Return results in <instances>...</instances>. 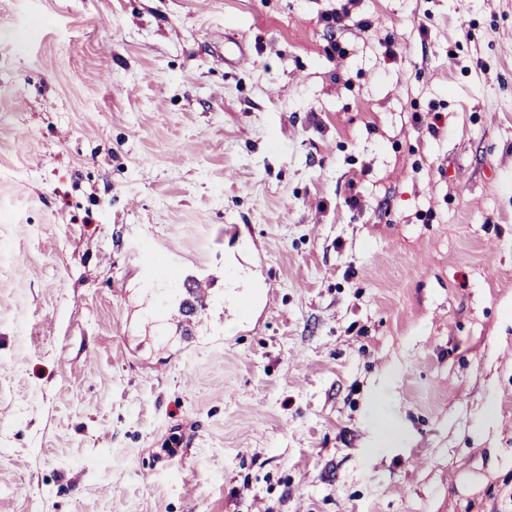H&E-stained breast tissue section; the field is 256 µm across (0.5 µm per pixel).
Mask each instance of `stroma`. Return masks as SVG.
I'll use <instances>...</instances> for the list:
<instances>
[{
	"label": "stroma",
	"instance_id": "35a3bbf8",
	"mask_svg": "<svg viewBox=\"0 0 512 512\" xmlns=\"http://www.w3.org/2000/svg\"><path fill=\"white\" fill-rule=\"evenodd\" d=\"M339 6L0 0V512H512V0ZM141 237L278 288L148 341ZM255 288H260L259 299L249 297H231L228 301L230 309L236 313H239L241 311H248L251 306H254L260 302H265L267 304L273 296L275 287L274 282L271 280L269 275H262V277L258 280L257 286Z\"/></svg>",
	"mask_w": 512,
	"mask_h": 512
}]
</instances>
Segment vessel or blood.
I'll use <instances>...</instances> for the list:
<instances>
[{"instance_id": "vessel-or-blood-1", "label": "vessel or blood", "mask_w": 512, "mask_h": 512, "mask_svg": "<svg viewBox=\"0 0 512 512\" xmlns=\"http://www.w3.org/2000/svg\"><path fill=\"white\" fill-rule=\"evenodd\" d=\"M135 267L139 275L153 280L165 278L174 299L172 306H159L155 316L173 323L184 347L197 345L203 338L207 328L208 312L215 295L214 285L222 277L221 265L212 264L202 267L194 274L185 273L173 254L156 245L146 243L140 245L135 252ZM257 286L258 298L233 297L228 301L234 312H245L254 306L256 301H269L274 293V282L270 276H262Z\"/></svg>"}]
</instances>
